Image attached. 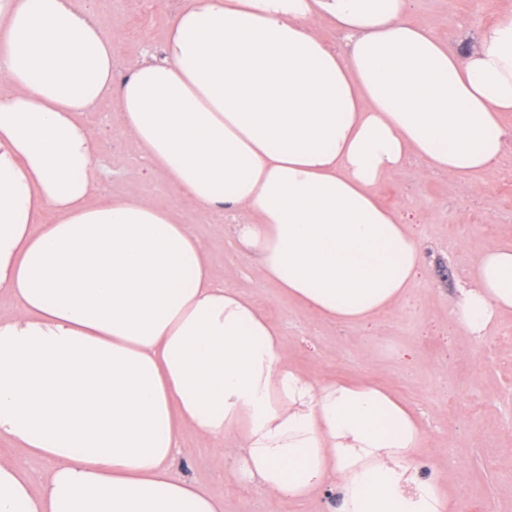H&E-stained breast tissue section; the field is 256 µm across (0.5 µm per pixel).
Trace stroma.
<instances>
[{"label": "stroma", "mask_w": 512, "mask_h": 512, "mask_svg": "<svg viewBox=\"0 0 512 512\" xmlns=\"http://www.w3.org/2000/svg\"><path fill=\"white\" fill-rule=\"evenodd\" d=\"M512 0H410L412 15L441 35L457 21L472 30L498 18ZM95 0V17L112 35L117 74L143 51L159 53L178 0ZM86 120L101 145L95 162L106 194L128 186L178 209L210 252L215 279L261 298L282 328L291 363L319 384L368 381L404 399L421 418L426 470L447 473L455 512H512V318L480 341L449 317L458 288L486 246L512 241V143L499 165L461 183L411 160L379 191L381 203L422 213L414 233L425 260L424 278L400 311L368 326L321 320L262 283L254 264L230 265L237 247L203 210L183 203L157 174L148 173L136 144L103 101ZM212 446L183 427L173 472L222 494L224 512H269L266 494L218 470Z\"/></svg>", "instance_id": "stroma-1"}]
</instances>
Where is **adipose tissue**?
I'll list each match as a JSON object with an SVG mask.
<instances>
[{
    "mask_svg": "<svg viewBox=\"0 0 512 512\" xmlns=\"http://www.w3.org/2000/svg\"><path fill=\"white\" fill-rule=\"evenodd\" d=\"M106 99L175 194L238 214L263 281L362 325L424 275L383 182L414 159L466 182L512 139V8L449 41L408 0H180L161 56L118 79L75 0H0V439L51 463L37 491L0 454V512H224L171 474L185 424L274 507L327 488L336 512H454L420 473L406 402L289 366L280 325L214 280L175 210L134 186L94 203L83 116ZM510 314L512 245L496 244L451 317L479 339Z\"/></svg>",
    "mask_w": 512,
    "mask_h": 512,
    "instance_id": "adipose-tissue-1",
    "label": "adipose tissue"
}]
</instances>
